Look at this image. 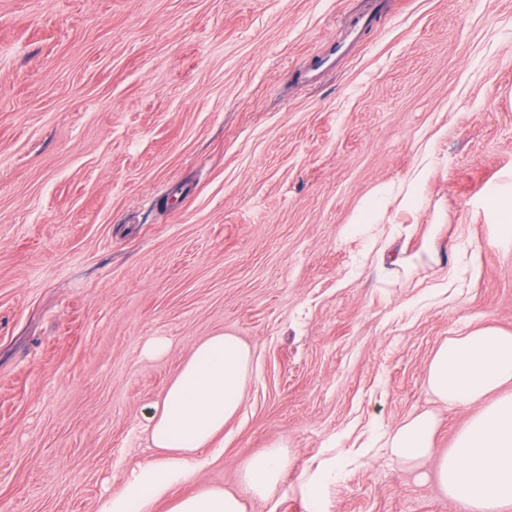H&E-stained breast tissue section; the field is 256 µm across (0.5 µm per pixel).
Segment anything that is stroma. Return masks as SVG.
Here are the masks:
<instances>
[{
	"instance_id": "stroma-1",
	"label": "stroma",
	"mask_w": 512,
	"mask_h": 512,
	"mask_svg": "<svg viewBox=\"0 0 512 512\" xmlns=\"http://www.w3.org/2000/svg\"><path fill=\"white\" fill-rule=\"evenodd\" d=\"M511 176L512 0H0V512H97L218 333L246 398L172 497L284 442L247 512H459L377 436L430 411L442 452L467 423L425 372L512 331L485 208Z\"/></svg>"
}]
</instances>
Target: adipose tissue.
Instances as JSON below:
<instances>
[{"instance_id":"adipose-tissue-1","label":"adipose tissue","mask_w":512,"mask_h":512,"mask_svg":"<svg viewBox=\"0 0 512 512\" xmlns=\"http://www.w3.org/2000/svg\"><path fill=\"white\" fill-rule=\"evenodd\" d=\"M486 202L499 220L496 245L511 247L512 182L490 187ZM251 365L250 347L236 336L219 334L195 345L148 419L156 456L98 512H153L238 415ZM425 386L436 400L473 415L441 455L435 415L409 416L384 437L391 460L415 468L437 458V482L462 512H512V332L485 326L448 337L426 368ZM287 466L286 444L273 445L245 462L238 491L201 487L171 499L168 512H246L247 502L278 493Z\"/></svg>"}]
</instances>
